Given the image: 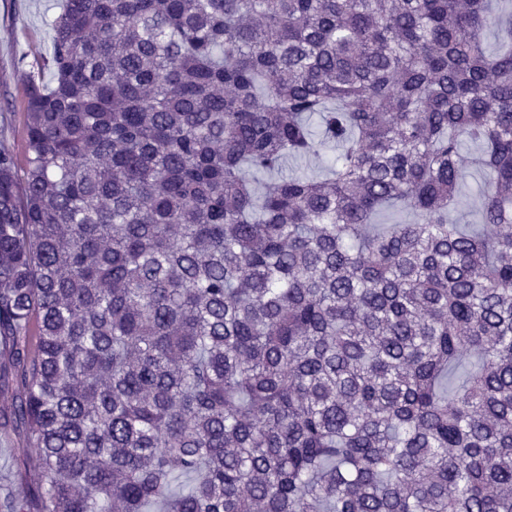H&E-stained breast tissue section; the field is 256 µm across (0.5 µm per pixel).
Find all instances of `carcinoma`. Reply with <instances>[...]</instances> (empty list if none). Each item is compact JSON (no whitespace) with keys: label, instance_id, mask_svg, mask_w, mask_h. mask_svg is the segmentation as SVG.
I'll list each match as a JSON object with an SVG mask.
<instances>
[{"label":"carcinoma","instance_id":"cac0c4a2","mask_svg":"<svg viewBox=\"0 0 512 512\" xmlns=\"http://www.w3.org/2000/svg\"><path fill=\"white\" fill-rule=\"evenodd\" d=\"M51 26L23 178L0 143V431L41 476L0 512H512L493 0H65ZM467 167L478 230L449 220ZM388 211L414 222L371 230Z\"/></svg>","mask_w":512,"mask_h":512}]
</instances>
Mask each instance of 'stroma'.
<instances>
[{
	"label": "stroma",
	"instance_id": "1",
	"mask_svg": "<svg viewBox=\"0 0 512 512\" xmlns=\"http://www.w3.org/2000/svg\"><path fill=\"white\" fill-rule=\"evenodd\" d=\"M61 0H0V143L24 158L26 90L50 84L47 62L53 51L51 22ZM33 449L0 435V498L30 487L37 476L29 465Z\"/></svg>",
	"mask_w": 512,
	"mask_h": 512
}]
</instances>
